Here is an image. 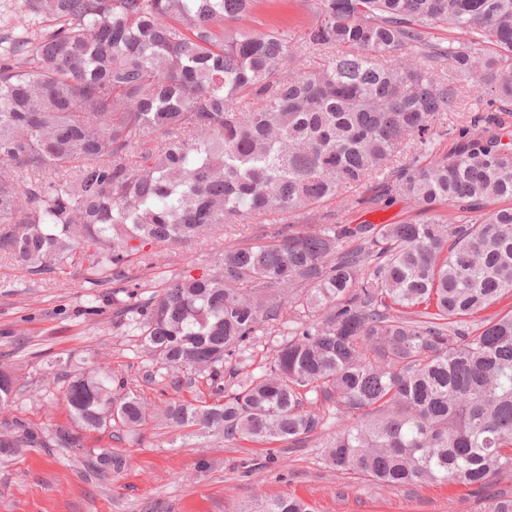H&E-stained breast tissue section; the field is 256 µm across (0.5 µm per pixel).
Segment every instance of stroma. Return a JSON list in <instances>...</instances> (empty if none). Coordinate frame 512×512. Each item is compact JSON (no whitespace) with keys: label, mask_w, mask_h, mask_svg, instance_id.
Returning <instances> with one entry per match:
<instances>
[{"label":"stroma","mask_w":512,"mask_h":512,"mask_svg":"<svg viewBox=\"0 0 512 512\" xmlns=\"http://www.w3.org/2000/svg\"><path fill=\"white\" fill-rule=\"evenodd\" d=\"M334 224H400L414 219L415 205L397 201L380 209L350 206L337 198L323 208ZM224 237L205 245L161 249L156 277L212 263ZM76 261L65 282H34L0 261V365L18 378L20 392L10 416L44 427L65 421L62 405L44 400L55 389L51 361L104 356L126 387L146 401L157 387L142 380L149 359L135 337L112 327V288H101L96 309H87L83 274ZM320 437L304 444L259 445L188 431L145 428L138 440L97 434L91 447H112L126 460L121 474L88 479L77 461L46 448H24L0 458V512H254L258 497L294 496L311 512H478L483 492L472 487L429 483L378 486L340 474L322 459ZM210 468L197 472L199 460Z\"/></svg>","instance_id":"stroma-1"}]
</instances>
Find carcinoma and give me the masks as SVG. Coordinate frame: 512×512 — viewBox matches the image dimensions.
<instances>
[{"label":"carcinoma","instance_id":"1","mask_svg":"<svg viewBox=\"0 0 512 512\" xmlns=\"http://www.w3.org/2000/svg\"><path fill=\"white\" fill-rule=\"evenodd\" d=\"M255 3L24 0L0 17V260L41 281L89 256L87 303L112 281V327L165 396L120 395L106 363L60 357L45 399L68 423L7 420L0 453L55 448L105 477L125 459L88 438L114 428L296 446L333 419L326 463L376 484L512 475V314L471 325L512 292V207L488 209L512 200V143L466 100L477 85L512 106V0H309L298 35L246 25ZM438 25L458 35L433 42ZM465 111L453 152L404 160ZM368 182L416 219L326 221ZM219 228L234 242L213 267L143 296L158 248ZM274 333L256 375L245 352ZM201 375L216 400L183 396ZM18 392L1 369V412Z\"/></svg>","mask_w":512,"mask_h":512}]
</instances>
